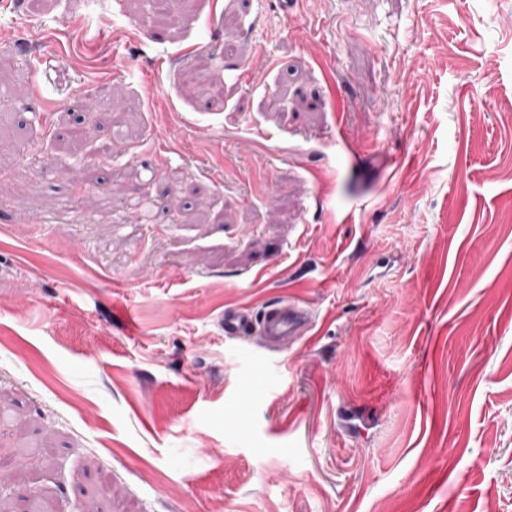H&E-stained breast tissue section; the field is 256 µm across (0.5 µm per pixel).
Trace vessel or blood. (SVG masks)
<instances>
[{"instance_id":"1","label":"vessel or blood","mask_w":512,"mask_h":512,"mask_svg":"<svg viewBox=\"0 0 512 512\" xmlns=\"http://www.w3.org/2000/svg\"><path fill=\"white\" fill-rule=\"evenodd\" d=\"M309 309L296 301L284 300L269 306L263 315L237 308L221 317L219 325L228 336H262L268 347L277 348L305 335L311 327Z\"/></svg>"}]
</instances>
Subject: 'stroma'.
<instances>
[{
	"label": "stroma",
	"mask_w": 512,
	"mask_h": 512,
	"mask_svg": "<svg viewBox=\"0 0 512 512\" xmlns=\"http://www.w3.org/2000/svg\"><path fill=\"white\" fill-rule=\"evenodd\" d=\"M147 12L0 0L8 512H512V0ZM310 310L303 304L284 300L269 306L258 318L248 308L224 313L219 321L224 336H253L258 333L269 348H278L297 336L305 335L311 327Z\"/></svg>",
	"instance_id": "stroma-1"
}]
</instances>
